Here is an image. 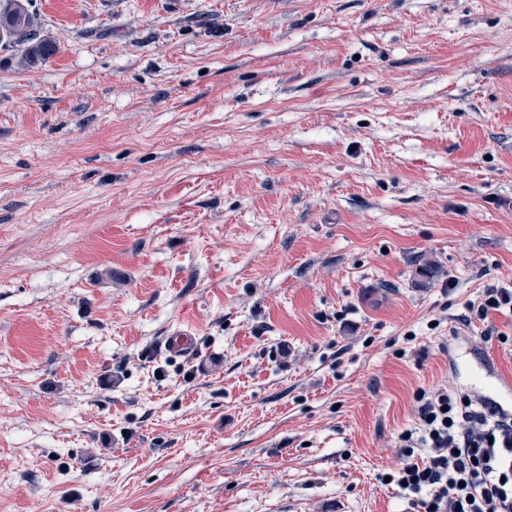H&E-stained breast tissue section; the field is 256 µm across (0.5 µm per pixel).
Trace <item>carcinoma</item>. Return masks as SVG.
Wrapping results in <instances>:
<instances>
[{"instance_id": "obj_1", "label": "carcinoma", "mask_w": 512, "mask_h": 512, "mask_svg": "<svg viewBox=\"0 0 512 512\" xmlns=\"http://www.w3.org/2000/svg\"><path fill=\"white\" fill-rule=\"evenodd\" d=\"M27 45L34 62H45L56 54V47L38 37L36 14L30 10V0H3L0 3V48L15 44Z\"/></svg>"}]
</instances>
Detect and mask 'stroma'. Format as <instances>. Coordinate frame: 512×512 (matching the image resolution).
<instances>
[{
	"label": "stroma",
	"instance_id": "35a3bbf8",
	"mask_svg": "<svg viewBox=\"0 0 512 512\" xmlns=\"http://www.w3.org/2000/svg\"><path fill=\"white\" fill-rule=\"evenodd\" d=\"M31 5L57 52H0V512H408L380 476L416 392H484L475 343L512 377L464 321L512 281V0ZM195 341L190 330L178 327L167 337L166 346L173 357H180L195 350Z\"/></svg>",
	"mask_w": 512,
	"mask_h": 512
}]
</instances>
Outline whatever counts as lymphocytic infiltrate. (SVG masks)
I'll return each instance as SVG.
<instances>
[{
	"instance_id": "lymphocytic-infiltrate-1",
	"label": "lymphocytic infiltrate",
	"mask_w": 512,
	"mask_h": 512,
	"mask_svg": "<svg viewBox=\"0 0 512 512\" xmlns=\"http://www.w3.org/2000/svg\"><path fill=\"white\" fill-rule=\"evenodd\" d=\"M468 311L499 339L489 318L512 315V284L484 289ZM415 400L417 423L398 436L405 463L389 474L413 512H512V418L445 387Z\"/></svg>"
}]
</instances>
